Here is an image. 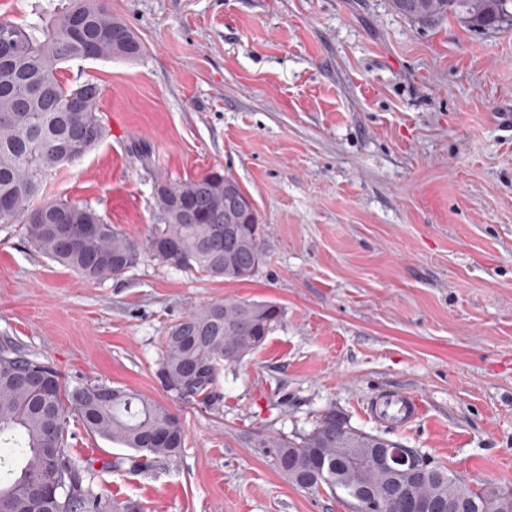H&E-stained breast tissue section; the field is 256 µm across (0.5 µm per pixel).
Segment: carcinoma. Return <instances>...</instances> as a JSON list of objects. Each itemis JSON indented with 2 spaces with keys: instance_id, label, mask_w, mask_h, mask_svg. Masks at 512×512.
Listing matches in <instances>:
<instances>
[{
  "instance_id": "1",
  "label": "carcinoma",
  "mask_w": 512,
  "mask_h": 512,
  "mask_svg": "<svg viewBox=\"0 0 512 512\" xmlns=\"http://www.w3.org/2000/svg\"><path fill=\"white\" fill-rule=\"evenodd\" d=\"M394 9L420 24L450 16L476 29L497 30L507 10L503 0H393ZM12 35L0 40V224L24 226L28 244L87 281L122 277L149 258L176 270L193 269L227 282L251 278L266 260L258 213L242 219L239 234L224 238L230 219L224 188L245 191L231 176L211 170L155 191L158 224L135 240L91 207L69 201L33 204L44 181L70 163L75 142L79 157L105 138L99 104L102 88L94 80L66 87L62 65L82 60L87 38L98 59L134 58L143 44L103 0H68L51 19L31 25L0 21ZM81 100L70 112L68 99ZM281 319L272 302L226 297L204 303L170 325L163 340L158 379L184 400L212 404L227 365L240 363L260 348ZM84 429L153 459H171L185 442L180 417L133 391L105 384L68 390L48 363L12 347H0V512H104L105 504L86 483L90 466L67 441L70 419ZM350 422L334 408L324 410L315 427L297 440L276 438L279 471L302 488L326 486L342 491L354 512H373L357 498L368 481L395 488L393 475L380 468L367 449L384 436L364 430L345 433ZM419 479L404 485L422 512H451L462 499L482 502L484 512H506L498 487L473 486L448 469L415 457ZM52 482L53 496L40 498V486Z\"/></svg>"
}]
</instances>
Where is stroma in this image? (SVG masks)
I'll return each instance as SVG.
<instances>
[{"label":"stroma","mask_w":512,"mask_h":512,"mask_svg":"<svg viewBox=\"0 0 512 512\" xmlns=\"http://www.w3.org/2000/svg\"><path fill=\"white\" fill-rule=\"evenodd\" d=\"M143 43L135 59L73 61L92 79L102 143L58 170L39 202L94 208L132 238L157 222V182L233 176L266 228L243 282L150 259L87 281L0 224V346L53 366L63 387L107 384L179 416L176 458L69 423L108 512H353L280 473L271 439L336 408L352 426L512 487V27L412 23L392 0H106ZM233 297L282 318L220 373V401L166 392L171 324ZM408 392L397 426L367 404Z\"/></svg>","instance_id":"35a3bbf8"}]
</instances>
